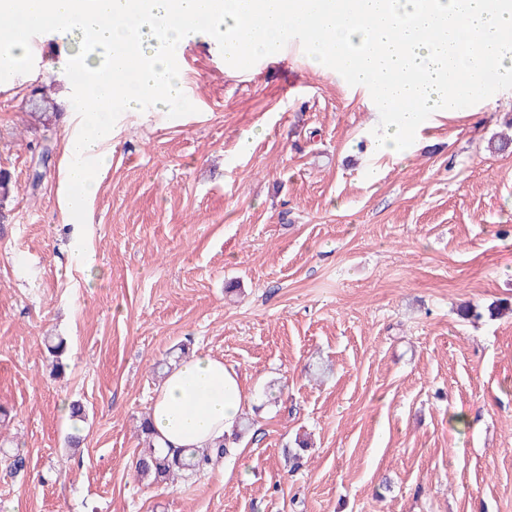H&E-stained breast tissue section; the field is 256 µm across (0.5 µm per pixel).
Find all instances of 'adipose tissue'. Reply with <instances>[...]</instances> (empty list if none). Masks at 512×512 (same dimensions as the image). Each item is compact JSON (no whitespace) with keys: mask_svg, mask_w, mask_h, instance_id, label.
I'll return each instance as SVG.
<instances>
[{"mask_svg":"<svg viewBox=\"0 0 512 512\" xmlns=\"http://www.w3.org/2000/svg\"><path fill=\"white\" fill-rule=\"evenodd\" d=\"M77 41L92 66L70 69L74 111L85 132L66 143L69 209L98 189L109 163L114 100L181 104L183 74L172 65L200 38L219 39L226 57L282 50L295 29L315 38L308 62H345L353 81L377 89L393 121L382 151L400 153L422 114L482 92L489 75L512 71V0H0V45L28 51L23 24ZM248 403L223 360L193 353L162 381L150 408L158 451L205 448L230 432Z\"/></svg>","mask_w":512,"mask_h":512,"instance_id":"1","label":"adipose tissue"}]
</instances>
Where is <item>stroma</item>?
I'll return each instance as SVG.
<instances>
[{
    "label": "stroma",
    "mask_w": 512,
    "mask_h": 512,
    "mask_svg": "<svg viewBox=\"0 0 512 512\" xmlns=\"http://www.w3.org/2000/svg\"><path fill=\"white\" fill-rule=\"evenodd\" d=\"M41 43L0 82V512H512V315L487 313L512 301V147L491 148L512 136V76L424 117L400 157L377 152L383 105L339 66L300 50L232 66L191 44L183 106L113 104L125 119L78 224L72 115H29L34 93L66 102L69 47ZM185 342L240 376L251 429L171 486L135 459ZM64 401L85 408L76 448Z\"/></svg>",
    "instance_id": "obj_1"
}]
</instances>
